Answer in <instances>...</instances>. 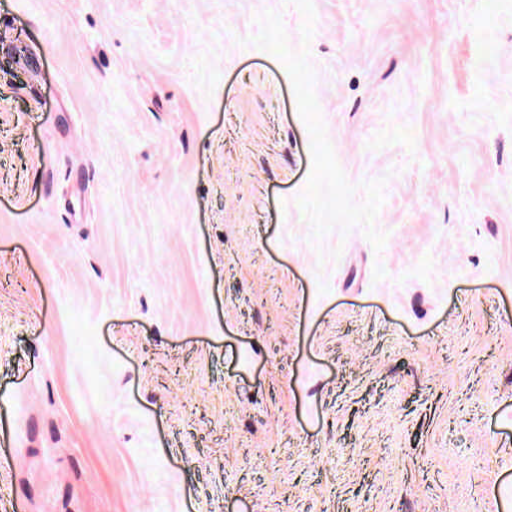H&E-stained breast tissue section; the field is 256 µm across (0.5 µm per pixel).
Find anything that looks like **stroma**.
<instances>
[{"label":"stroma","instance_id":"obj_1","mask_svg":"<svg viewBox=\"0 0 512 512\" xmlns=\"http://www.w3.org/2000/svg\"><path fill=\"white\" fill-rule=\"evenodd\" d=\"M0 512H512V0H0Z\"/></svg>","mask_w":512,"mask_h":512}]
</instances>
